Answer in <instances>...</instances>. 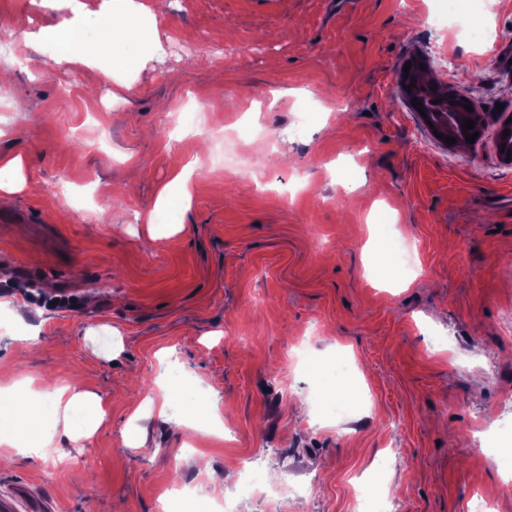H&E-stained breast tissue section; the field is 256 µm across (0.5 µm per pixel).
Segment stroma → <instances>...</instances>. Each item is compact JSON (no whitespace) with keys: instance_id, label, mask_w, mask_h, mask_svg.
<instances>
[{"instance_id":"1","label":"stroma","mask_w":512,"mask_h":512,"mask_svg":"<svg viewBox=\"0 0 512 512\" xmlns=\"http://www.w3.org/2000/svg\"><path fill=\"white\" fill-rule=\"evenodd\" d=\"M80 3L0 0L24 55L0 85V157L23 162L0 201V374L45 407L47 386L77 383L107 416L43 452L0 446V488L24 481L55 512H156L181 480L232 494L255 456L300 487L285 512H357L369 482L395 512H512V433L497 428L512 421V163L496 148L512 0H480L477 41L441 0H167L157 29L184 56L145 42L102 61L121 83L46 65L32 39L41 22L75 53L100 0ZM416 55L485 109L478 142L438 141L404 100ZM176 159L207 191L140 222ZM381 210L415 257L394 291ZM336 356L352 374L337 393L368 409L334 420L310 397L312 363ZM171 367L182 383L160 386ZM185 385L223 431L191 422Z\"/></svg>"}]
</instances>
